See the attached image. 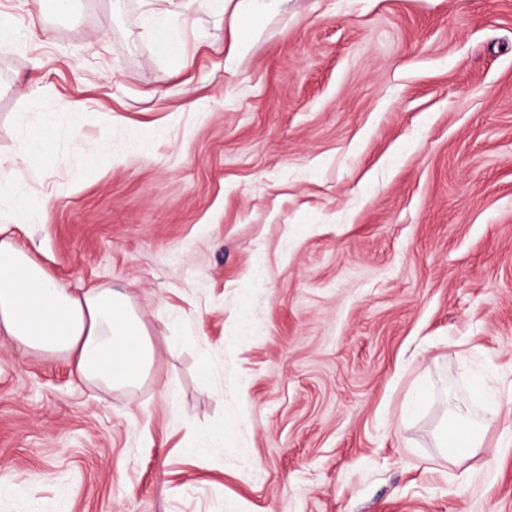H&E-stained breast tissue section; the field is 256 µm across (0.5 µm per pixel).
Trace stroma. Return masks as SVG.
Here are the masks:
<instances>
[{
    "label": "stroma",
    "mask_w": 512,
    "mask_h": 512,
    "mask_svg": "<svg viewBox=\"0 0 512 512\" xmlns=\"http://www.w3.org/2000/svg\"><path fill=\"white\" fill-rule=\"evenodd\" d=\"M0 26V179L29 184L0 208L156 348L113 391L0 335V512H512V0H279L233 78L219 0ZM464 405L487 426L453 463ZM481 445L473 425L464 426L460 420H450L440 447L448 460L458 462L471 456Z\"/></svg>",
    "instance_id": "35a3bbf8"
}]
</instances>
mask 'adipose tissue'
<instances>
[{
  "label": "adipose tissue",
  "mask_w": 512,
  "mask_h": 512,
  "mask_svg": "<svg viewBox=\"0 0 512 512\" xmlns=\"http://www.w3.org/2000/svg\"><path fill=\"white\" fill-rule=\"evenodd\" d=\"M17 230L10 214L0 212V334L22 350L67 358L83 383L114 390L149 379L156 350L129 295L65 288Z\"/></svg>",
  "instance_id": "adipose-tissue-1"
}]
</instances>
